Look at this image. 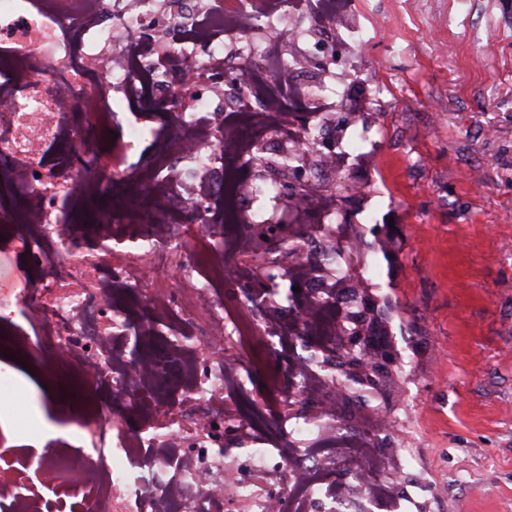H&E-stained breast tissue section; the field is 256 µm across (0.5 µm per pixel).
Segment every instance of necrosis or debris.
<instances>
[{
  "label": "necrosis or debris",
  "mask_w": 512,
  "mask_h": 512,
  "mask_svg": "<svg viewBox=\"0 0 512 512\" xmlns=\"http://www.w3.org/2000/svg\"><path fill=\"white\" fill-rule=\"evenodd\" d=\"M297 7L294 25L286 0H0V97L14 102L0 110V228L19 243L27 272L21 285L0 289V334L25 356L51 357L60 373L105 389L111 400L95 411L70 400L74 424L130 464L115 469L84 451L14 456L0 462V512H271L277 499L288 512H349L353 493L374 504L393 496L379 435L322 411L336 391L298 350L314 339L336 356L347 334L336 309L356 305L351 291L340 304L329 301L336 282L359 275L346 260L335 163L299 187L328 221L335 248L289 236V255L311 256L312 268L294 263L263 284L266 302L282 281L303 288V308L266 319L245 292L228 317L218 293L224 270L246 282L272 262L251 231L260 221L255 189L235 163L273 141H301L307 150L291 152L290 165L302 168L320 143L290 103L318 101L324 88L298 83L307 59L282 47L298 41L312 14L335 35L345 18L315 11L310 0ZM230 68L248 80L227 92L216 81ZM146 94L165 104L152 131L165 161L125 174L144 186L150 205L139 223L117 212L90 230L147 248L122 261L108 249L95 257L72 250L83 228L66 222V207L100 195L112 178L98 131L125 123L120 100ZM173 266L188 281L202 273L186 299L210 316L204 340L223 337L231 355L203 360L189 346V322L175 313L183 298L154 285L158 270ZM25 320L34 331L22 328ZM163 323L180 341L161 358L152 338ZM266 360L285 374L271 376L258 401L245 373ZM179 393L188 402L176 409ZM145 417L159 418L161 432L126 431ZM228 423L278 446L250 449L248 472L224 468ZM312 431L325 451L301 449Z\"/></svg>",
  "instance_id": "necrosis-or-debris-1"
}]
</instances>
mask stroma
Listing matches in <instances>:
<instances>
[{
	"instance_id": "obj_1",
	"label": "stroma",
	"mask_w": 512,
	"mask_h": 512,
	"mask_svg": "<svg viewBox=\"0 0 512 512\" xmlns=\"http://www.w3.org/2000/svg\"><path fill=\"white\" fill-rule=\"evenodd\" d=\"M349 2L365 48H316L309 76L345 84L302 117L324 125L325 153L345 129L387 127L377 151L345 155L342 174L364 193L336 196L366 233L365 277L390 303L404 364L399 386L348 404L370 429L380 410L405 420L414 448L384 433L399 501L355 509L512 512V0ZM391 220L402 234L389 261L367 230ZM74 390L91 410L108 399L0 355V454L83 450V438L44 436L72 425L61 402Z\"/></svg>"
}]
</instances>
